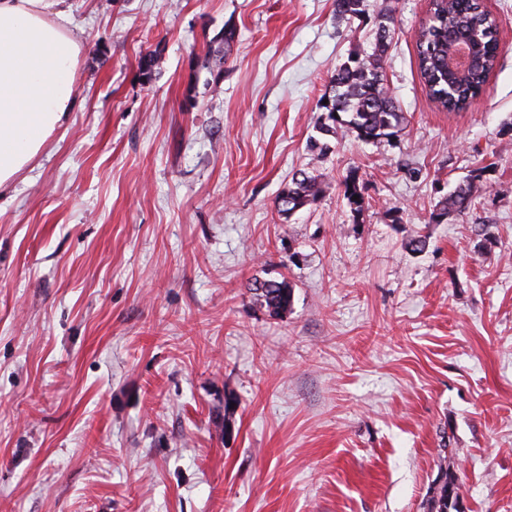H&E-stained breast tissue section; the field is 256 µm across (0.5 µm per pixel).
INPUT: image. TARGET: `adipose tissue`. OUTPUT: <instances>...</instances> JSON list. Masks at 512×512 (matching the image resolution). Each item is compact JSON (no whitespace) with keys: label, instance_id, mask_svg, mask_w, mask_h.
<instances>
[{"label":"adipose tissue","instance_id":"ef3b65f1","mask_svg":"<svg viewBox=\"0 0 512 512\" xmlns=\"http://www.w3.org/2000/svg\"><path fill=\"white\" fill-rule=\"evenodd\" d=\"M65 0H0V188L9 185L71 112L83 49Z\"/></svg>","mask_w":512,"mask_h":512}]
</instances>
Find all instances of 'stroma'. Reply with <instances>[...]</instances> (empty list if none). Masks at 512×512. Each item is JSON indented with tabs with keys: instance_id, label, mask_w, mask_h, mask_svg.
<instances>
[{
	"instance_id": "1",
	"label": "stroma",
	"mask_w": 512,
	"mask_h": 512,
	"mask_svg": "<svg viewBox=\"0 0 512 512\" xmlns=\"http://www.w3.org/2000/svg\"><path fill=\"white\" fill-rule=\"evenodd\" d=\"M66 5L73 110L0 190V512H425L447 457L465 512H512V0H485L498 65L460 112L417 68L430 0ZM384 8L407 123L321 135ZM299 170L322 195L282 214ZM271 279L286 315L253 300ZM477 178L478 176H474L470 180L458 183L448 195L440 198L431 213V222L438 224L442 218L452 213H461L469 209L483 187ZM250 291L255 303L274 316H281L288 312L292 303L293 289L284 279L281 281L257 280L251 285Z\"/></svg>"
}]
</instances>
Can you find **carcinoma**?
<instances>
[{"label": "carcinoma", "mask_w": 512, "mask_h": 512, "mask_svg": "<svg viewBox=\"0 0 512 512\" xmlns=\"http://www.w3.org/2000/svg\"><path fill=\"white\" fill-rule=\"evenodd\" d=\"M362 0H335L336 17L345 19L361 12ZM391 17L386 12L377 16V37L372 52H356L342 64L330 80L329 90L322 99L327 121L319 130L325 135H336L344 129L362 141L389 139L402 130L405 117L399 112L385 84L383 56L390 41ZM235 38L232 29L224 30L219 46L208 54L217 66L224 64ZM470 43L472 64L465 71L449 66L458 48ZM418 69L433 101L448 112H459L480 96L498 63V26L496 19L485 9L482 0H431L430 17L418 32ZM160 57L153 52L139 62L141 76L149 82L159 69ZM483 184L473 177L457 184L448 195L440 198L431 213V222L472 206ZM322 193L318 177L301 173L292 178L276 199L279 212L288 214L297 208L315 203ZM356 174L348 175L344 182V196L350 208L359 213L363 199ZM253 299L274 316L288 312L293 289L287 280L255 281L251 287ZM457 485L450 471H445L441 483L430 491L426 499V512H448V485Z\"/></svg>", "instance_id": "cac0c4a2"}]
</instances>
